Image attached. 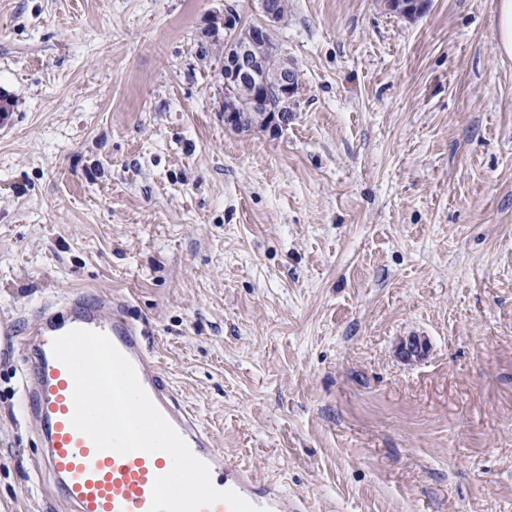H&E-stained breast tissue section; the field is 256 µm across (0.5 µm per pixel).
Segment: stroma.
Segmentation results:
<instances>
[{"instance_id": "stroma-1", "label": "stroma", "mask_w": 512, "mask_h": 512, "mask_svg": "<svg viewBox=\"0 0 512 512\" xmlns=\"http://www.w3.org/2000/svg\"><path fill=\"white\" fill-rule=\"evenodd\" d=\"M228 3L259 20L260 0H0V512H67L31 466L16 340L77 289L125 295L216 447L309 512H512L495 0H288L275 135L224 126L199 49ZM380 2L386 12L406 18L421 15L429 6V2L425 0H381Z\"/></svg>"}]
</instances>
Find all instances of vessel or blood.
<instances>
[{
    "instance_id": "vessel-or-blood-1",
    "label": "vessel or blood",
    "mask_w": 512,
    "mask_h": 512,
    "mask_svg": "<svg viewBox=\"0 0 512 512\" xmlns=\"http://www.w3.org/2000/svg\"><path fill=\"white\" fill-rule=\"evenodd\" d=\"M73 329L105 334L133 364L151 401L208 465L217 489L235 491L264 512H300L298 500L287 491L258 481L215 447L194 411L179 400L154 364L143 343V328L129 315L127 299L109 291H73L54 300L34 315L17 341L28 362L22 380L25 410L42 448L32 465L48 476L70 512H149L155 478L172 467L171 457L162 451L121 455L96 450L73 427V380L52 352L53 340Z\"/></svg>"
}]
</instances>
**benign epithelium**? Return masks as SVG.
Returning a JSON list of instances; mask_svg holds the SVG:
<instances>
[{
    "mask_svg": "<svg viewBox=\"0 0 512 512\" xmlns=\"http://www.w3.org/2000/svg\"><path fill=\"white\" fill-rule=\"evenodd\" d=\"M262 19L249 32L240 31L241 20L231 5H224V18L211 22L212 37L224 48L221 75L224 88L232 92L223 94L221 111L224 126L239 133L256 130L275 133L288 122V112L295 104L297 75L288 58L280 53L273 36V27L287 15V0H260ZM383 9L406 18L421 15L429 6L427 0H381ZM278 54V64L264 66L263 58ZM275 91L280 106L269 107V91ZM248 101L252 111H241Z\"/></svg>",
    "mask_w": 512,
    "mask_h": 512,
    "instance_id": "obj_1",
    "label": "benign epithelium"
}]
</instances>
